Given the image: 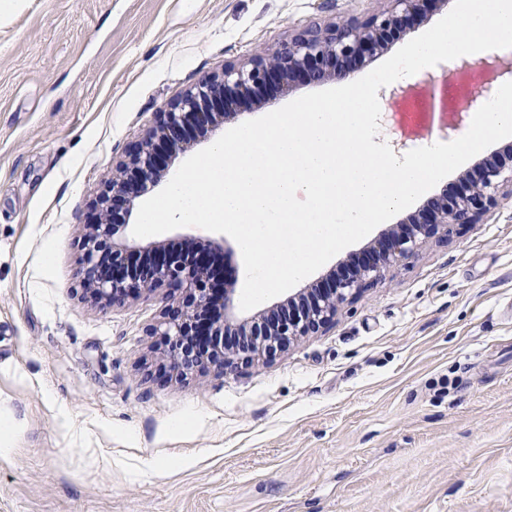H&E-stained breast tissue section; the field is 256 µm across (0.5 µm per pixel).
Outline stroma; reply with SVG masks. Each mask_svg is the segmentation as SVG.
I'll return each instance as SVG.
<instances>
[{"mask_svg":"<svg viewBox=\"0 0 512 512\" xmlns=\"http://www.w3.org/2000/svg\"><path fill=\"white\" fill-rule=\"evenodd\" d=\"M380 6L24 0L0 21V512H512L511 196L226 375H148L166 290L112 309L79 286L90 201L158 112ZM333 86L270 90L231 123Z\"/></svg>","mask_w":512,"mask_h":512,"instance_id":"1","label":"stroma"}]
</instances>
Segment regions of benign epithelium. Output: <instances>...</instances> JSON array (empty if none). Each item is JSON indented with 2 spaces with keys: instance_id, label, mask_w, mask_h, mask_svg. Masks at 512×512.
<instances>
[{
  "instance_id": "obj_1",
  "label": "benign epithelium",
  "mask_w": 512,
  "mask_h": 512,
  "mask_svg": "<svg viewBox=\"0 0 512 512\" xmlns=\"http://www.w3.org/2000/svg\"><path fill=\"white\" fill-rule=\"evenodd\" d=\"M362 20L315 23L298 31L270 55L226 64L188 89L157 114L153 127L112 163L107 179L81 225V286L89 301L120 307L157 286L173 291L172 303L151 328L163 342L160 377L186 380L210 368L236 371L242 364L267 362L291 343L329 326L339 309L382 282L387 268L414 257L431 239L444 240L457 226L480 223L498 198L512 195V148L479 161L477 174L453 193L430 198L406 224L384 234L348 272L276 308L250 317L238 313L233 289L210 269L207 253L187 254L146 248L157 254L143 262L129 258L127 217L139 199L164 177L198 135L210 136L232 116L228 104L259 102L272 87L291 90L302 83L345 79L354 64L381 53L395 37L410 33L413 19L447 8L453 0H384ZM465 90L471 102L493 96L492 80L472 78Z\"/></svg>"
}]
</instances>
